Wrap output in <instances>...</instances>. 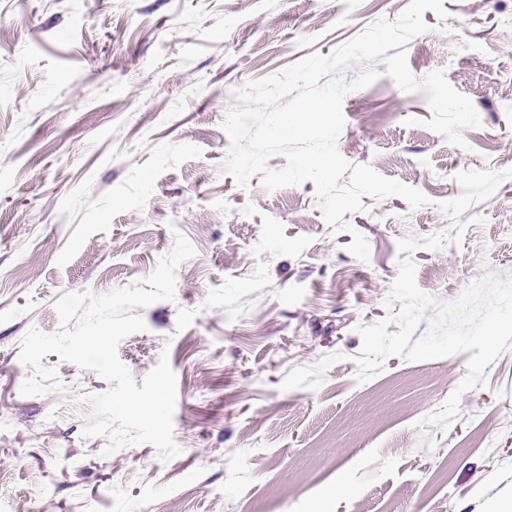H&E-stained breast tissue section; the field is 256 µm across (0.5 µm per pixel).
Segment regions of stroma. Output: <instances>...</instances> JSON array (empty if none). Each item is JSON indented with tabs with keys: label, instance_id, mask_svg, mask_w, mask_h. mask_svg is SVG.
I'll list each match as a JSON object with an SVG mask.
<instances>
[{
	"label": "stroma",
	"instance_id": "stroma-1",
	"mask_svg": "<svg viewBox=\"0 0 512 512\" xmlns=\"http://www.w3.org/2000/svg\"><path fill=\"white\" fill-rule=\"evenodd\" d=\"M410 0H0V512H497L512 501V349L463 393L448 428L424 424L468 353L388 358L360 383L358 326L387 315L400 239L447 231L457 172L512 167V0H444L405 46L444 70L481 120L466 147L425 127V93L384 75L343 100L339 153L422 191L362 196L349 231L315 185L276 191L224 175L222 127L245 83L330 52ZM460 243L411 254L421 290L457 299L512 277V179L461 216ZM368 260L348 249L353 232ZM183 233L195 249L174 300L139 311L118 355L142 381L168 354L178 456L148 443L104 455L83 438L108 384L51 353L63 391L26 396L30 328L52 334L66 293L145 278ZM350 493H340V485Z\"/></svg>",
	"mask_w": 512,
	"mask_h": 512
}]
</instances>
